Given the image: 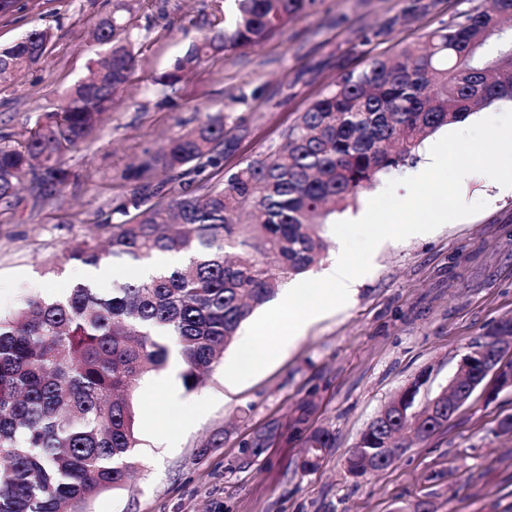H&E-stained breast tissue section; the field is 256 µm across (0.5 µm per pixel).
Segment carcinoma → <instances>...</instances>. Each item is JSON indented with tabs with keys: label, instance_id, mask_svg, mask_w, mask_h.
<instances>
[{
	"label": "carcinoma",
	"instance_id": "obj_1",
	"mask_svg": "<svg viewBox=\"0 0 512 512\" xmlns=\"http://www.w3.org/2000/svg\"><path fill=\"white\" fill-rule=\"evenodd\" d=\"M316 0H224V27L193 41L172 68L154 78L173 87L205 59L261 45ZM134 4L116 0L94 32L108 58L65 96L48 105L26 139L0 144V205L14 206L29 182L44 199L67 182L68 153L100 127L135 66ZM512 0H492L431 30L397 53L343 74L299 113L284 146L228 170L224 182L193 191L171 189L164 205L159 171L174 183L193 168L217 166L231 134L230 115L208 113L169 138L125 179L138 181L117 211L106 243L94 237L64 245L65 263L131 265L157 253L185 262L148 280L123 278L103 292L84 283L57 298L25 294L0 313V512H88L104 492L135 471L138 447L131 397L142 377L175 352L186 391L202 386L243 322L282 281L320 262L326 249L314 229L336 207L400 170L439 129L465 121L501 100L512 101ZM497 48L487 50L490 39ZM51 34L34 28L0 50V75L20 77L46 52ZM278 263L273 275L258 260ZM448 404L425 421L424 439L447 426ZM393 416L361 437L348 471L366 476L394 462L387 456ZM327 429L311 434L301 467L314 469Z\"/></svg>",
	"mask_w": 512,
	"mask_h": 512
}]
</instances>
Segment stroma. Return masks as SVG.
Returning a JSON list of instances; mask_svg holds the SVG:
<instances>
[{
  "mask_svg": "<svg viewBox=\"0 0 512 512\" xmlns=\"http://www.w3.org/2000/svg\"><path fill=\"white\" fill-rule=\"evenodd\" d=\"M114 0H19L0 15V49L33 28L52 40L41 62L0 81V143L23 141L40 112L103 57L93 33ZM482 0H317L285 32L258 47L209 58L174 87L155 83L190 42L220 23L213 0H141L137 64L99 133L67 158L63 190L39 202L23 190L0 213V311L38 287L61 288L82 269L59 260L63 245L106 236L134 184L123 175L168 137L231 103L238 125L224 165L191 174L194 185L222 182L225 169L274 152L298 112L349 71L419 40ZM380 176L331 214L318 233L328 245L322 275L341 244L334 222L348 219L388 184ZM479 213L422 236L388 240L351 302L311 324L290 349L239 385L216 366L198 389L191 428L166 410L161 391L133 395L135 477L90 512H399L418 499L436 512H512V391L475 392L446 429L417 442L390 466L355 478L346 459L371 420L409 382L426 376L415 406L445 389L461 357L490 324L512 317V193L484 175L463 184ZM326 428L335 445L319 466H299L307 438ZM262 447H253L257 436Z\"/></svg>",
  "mask_w": 512,
  "mask_h": 512,
  "instance_id": "stroma-1",
  "label": "stroma"
}]
</instances>
